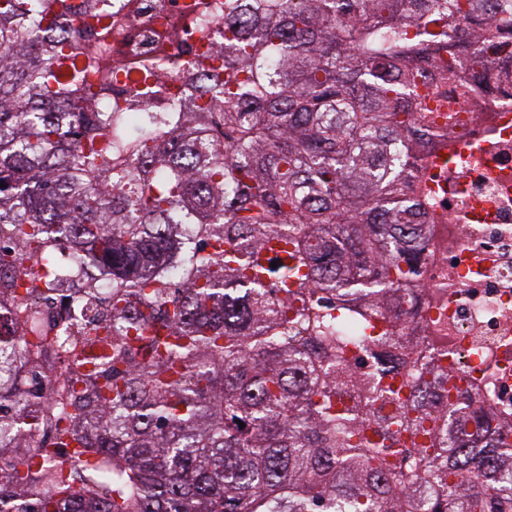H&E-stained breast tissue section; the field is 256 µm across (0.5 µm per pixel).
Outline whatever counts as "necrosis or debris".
I'll return each mask as SVG.
<instances>
[{
    "mask_svg": "<svg viewBox=\"0 0 512 512\" xmlns=\"http://www.w3.org/2000/svg\"><path fill=\"white\" fill-rule=\"evenodd\" d=\"M189 0H135L117 19L114 51L142 60L173 20L179 37L168 54L193 61L222 43L224 0H209L208 22ZM420 206L422 241L414 249L416 286L402 303L411 321L407 348L444 345L463 387L498 418H512V84L494 96L462 101L447 125L424 139L409 178Z\"/></svg>",
    "mask_w": 512,
    "mask_h": 512,
    "instance_id": "4bbe7bcc",
    "label": "necrosis or debris"
}]
</instances>
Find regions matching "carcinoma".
Returning <instances> with one entry per match:
<instances>
[{
    "mask_svg": "<svg viewBox=\"0 0 512 512\" xmlns=\"http://www.w3.org/2000/svg\"><path fill=\"white\" fill-rule=\"evenodd\" d=\"M224 15L189 83L112 0H0V512H512V422L394 303L435 74L490 95L512 0Z\"/></svg>",
    "mask_w": 512,
    "mask_h": 512,
    "instance_id": "cac0c4a2",
    "label": "carcinoma"
}]
</instances>
